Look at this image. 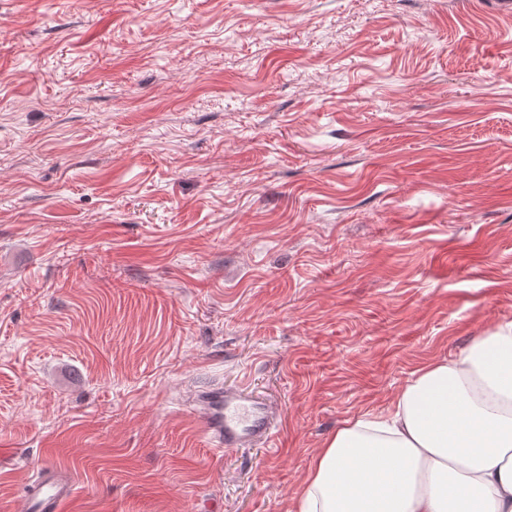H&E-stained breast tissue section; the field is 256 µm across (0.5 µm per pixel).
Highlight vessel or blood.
<instances>
[{
  "label": "vessel or blood",
  "instance_id": "obj_1",
  "mask_svg": "<svg viewBox=\"0 0 512 512\" xmlns=\"http://www.w3.org/2000/svg\"><path fill=\"white\" fill-rule=\"evenodd\" d=\"M194 409L205 437L213 445L249 448L266 444L273 436L271 402L244 389L206 388L196 396ZM73 492L70 479L57 472L28 484L25 495L30 512H56Z\"/></svg>",
  "mask_w": 512,
  "mask_h": 512
}]
</instances>
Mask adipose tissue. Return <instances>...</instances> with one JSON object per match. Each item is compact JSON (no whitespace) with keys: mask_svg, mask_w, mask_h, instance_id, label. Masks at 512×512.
Instances as JSON below:
<instances>
[{"mask_svg":"<svg viewBox=\"0 0 512 512\" xmlns=\"http://www.w3.org/2000/svg\"><path fill=\"white\" fill-rule=\"evenodd\" d=\"M291 512H512V321L344 420Z\"/></svg>","mask_w":512,"mask_h":512,"instance_id":"ef3b65f1","label":"adipose tissue"}]
</instances>
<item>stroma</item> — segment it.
Returning a JSON list of instances; mask_svg holds the SVG:
<instances>
[{"label":"stroma","mask_w":512,"mask_h":512,"mask_svg":"<svg viewBox=\"0 0 512 512\" xmlns=\"http://www.w3.org/2000/svg\"><path fill=\"white\" fill-rule=\"evenodd\" d=\"M512 320L500 0H0V512H288ZM250 384L269 445L190 406ZM59 471L62 469L44 470L41 480L27 485L25 495L28 501V510L31 512L54 511L61 503L72 497L73 484L69 477L66 478Z\"/></svg>","instance_id":"35a3bbf8"}]
</instances>
